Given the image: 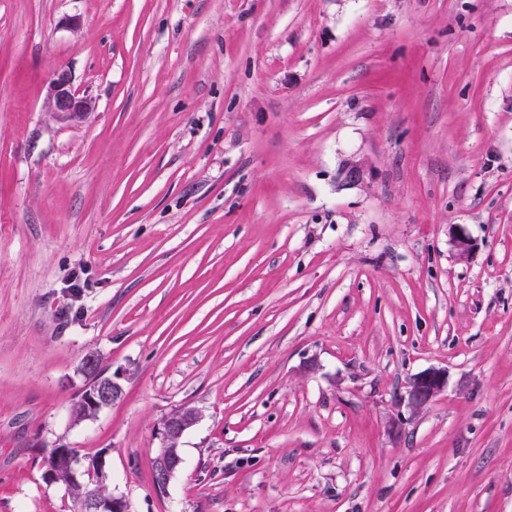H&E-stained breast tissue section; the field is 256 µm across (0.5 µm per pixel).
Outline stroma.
<instances>
[{
    "label": "stroma",
    "mask_w": 512,
    "mask_h": 512,
    "mask_svg": "<svg viewBox=\"0 0 512 512\" xmlns=\"http://www.w3.org/2000/svg\"><path fill=\"white\" fill-rule=\"evenodd\" d=\"M60 444L131 512H512V0H0V512ZM45 108L60 122L73 123L93 112L94 104L90 97L80 95L74 88L71 74L60 70L49 83ZM81 371L88 379L81 397L85 408L83 418H90L122 399L124 394L121 384L124 378L122 372L103 371L100 358L95 354H88L83 359ZM448 373L442 369L430 368L414 375L407 384L409 404L419 409L426 406L446 386ZM198 411L184 406L170 415L162 423V445L153 461L152 482L156 490H163L179 470L182 457L180 441L183 435L199 421Z\"/></svg>",
    "instance_id": "1"
}]
</instances>
